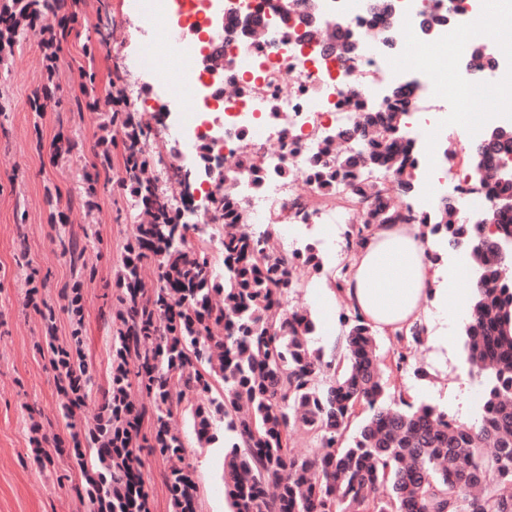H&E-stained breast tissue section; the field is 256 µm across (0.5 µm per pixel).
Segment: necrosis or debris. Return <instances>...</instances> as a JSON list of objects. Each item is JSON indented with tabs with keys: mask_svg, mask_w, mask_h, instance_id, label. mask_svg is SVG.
<instances>
[{
	"mask_svg": "<svg viewBox=\"0 0 512 512\" xmlns=\"http://www.w3.org/2000/svg\"><path fill=\"white\" fill-rule=\"evenodd\" d=\"M326 21L340 24L358 51L338 55L313 39L298 19L312 0H135L133 9L150 35L141 57L176 111L169 154L185 162L208 151L214 177L237 171L234 189L251 213L252 226L277 227L271 245L292 256L304 224H315L326 242L336 227L356 223L368 209L346 185L324 195L311 172L337 132L354 131L360 110L382 111L397 102L409 120L412 139L443 142L464 130L482 141L498 126L512 125V56L498 58L489 75L480 62L489 42L512 41V0H331ZM256 21L271 43L242 31L243 18ZM436 25L420 32L423 18ZM393 32L396 45L380 39ZM435 55L440 70L411 65L402 51ZM227 59L224 71L206 69L204 55ZM472 68H465V61ZM482 98L477 112L467 102ZM232 166H225V156ZM430 191L420 211L446 197L458 167L455 150L418 162ZM455 205L475 215L492 205L491 185L477 173L460 177Z\"/></svg>",
	"mask_w": 512,
	"mask_h": 512,
	"instance_id": "4bbe7bcc",
	"label": "necrosis or debris"
}]
</instances>
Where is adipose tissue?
Wrapping results in <instances>:
<instances>
[{"mask_svg": "<svg viewBox=\"0 0 512 512\" xmlns=\"http://www.w3.org/2000/svg\"><path fill=\"white\" fill-rule=\"evenodd\" d=\"M451 275L428 258L418 224H376L355 252L343 288H315L311 297L328 306L345 304L388 334L418 321L430 296H438L440 311H447L448 299L438 291Z\"/></svg>", "mask_w": 512, "mask_h": 512, "instance_id": "1", "label": "adipose tissue"}]
</instances>
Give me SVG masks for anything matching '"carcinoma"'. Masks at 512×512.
<instances>
[{"instance_id":"obj_1","label":"carcinoma","mask_w":512,"mask_h":512,"mask_svg":"<svg viewBox=\"0 0 512 512\" xmlns=\"http://www.w3.org/2000/svg\"><path fill=\"white\" fill-rule=\"evenodd\" d=\"M85 0H0V67L20 35L50 23L63 12L74 18ZM77 106L97 114L95 161L82 170L85 215L97 208L100 170H109L112 126L124 129L123 184L137 223L115 280L119 306L108 388L92 421L82 415L96 370L82 345L81 278L92 269L85 248L60 238L78 279L63 290L72 320L66 346L48 342L56 361L59 409L70 430L68 457L86 477L85 512H149L142 453L158 455L167 468L164 482L171 512H197L199 482L185 462V436L176 417L189 415L199 447L224 444V498L230 512H512V264L490 262L480 238L512 248V210H490L499 225L488 236L481 224L460 219L443 204L420 223L440 243L471 247L476 285L471 320L465 327L468 362L477 368L484 394L480 424H458L447 413L399 399L389 401L379 370L374 327L358 312L341 313L346 351L325 358L311 347L315 323L306 312L288 313L284 298L297 288L284 258L267 246L271 229L260 234L238 229L245 208L231 190L216 195L224 218L218 254L193 244L195 226L179 223V210L161 196L149 176L143 113L100 109L94 73L78 70ZM50 83L35 87L36 112L50 106ZM395 103L364 113L357 150L341 158L327 144L329 158L314 162L313 176L324 190L350 179L352 195L374 199L359 224L345 231L355 250L372 224H394L401 212L380 201L382 183L369 172L388 167L411 189L416 160L413 142L397 128ZM76 149L60 131L50 155L66 159ZM297 264L324 272L320 250L294 252ZM224 275L214 276V260ZM154 267L153 275L146 266ZM347 266L326 273L343 287ZM416 323L395 334L397 342L422 343ZM144 393L142 403L132 387ZM362 418L358 436L346 437ZM304 429L315 442L306 457L290 449L291 431Z\"/></svg>"}]
</instances>
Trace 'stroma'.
I'll return each mask as SVG.
<instances>
[{
  "instance_id": "obj_1",
  "label": "stroma",
  "mask_w": 512,
  "mask_h": 512,
  "mask_svg": "<svg viewBox=\"0 0 512 512\" xmlns=\"http://www.w3.org/2000/svg\"><path fill=\"white\" fill-rule=\"evenodd\" d=\"M126 4L127 0H88L86 14L75 23L60 54L55 79L62 94L57 107L40 114L29 101L44 77V55L35 32H28L0 69V93L10 104L0 116V512H84L78 493L84 478L68 457L52 456L43 468L34 463L28 414L41 411L44 432L68 438L65 422L55 410L57 377L44 351L48 341L67 343L71 331L61 290L72 285L75 276L59 245L60 235L83 237L91 221L99 231V242L86 252L94 275L83 281V336L86 354L97 370V385L103 388L108 384L114 338L110 296L134 222L129 195L119 184L123 139L117 134L112 137V169L99 185V208L94 219L84 214L80 175L91 158L97 123L94 114L77 112L68 93L84 43L96 44L93 68L100 86L115 78L124 87L145 85L142 111L151 126L152 152L166 153L164 131L155 116V93L148 88L153 75L139 58L145 34ZM102 6L109 25L100 46L95 25ZM61 127L74 134L81 149L54 164L43 146ZM40 303L53 309V327H46L37 312ZM393 341L390 335L377 337L387 394L435 406L463 424H473V414L464 408L473 378L461 362L462 335H455L445 348L411 345L401 367ZM186 445V460L200 479L198 512H229L217 450L197 447L191 437Z\"/></svg>"
}]
</instances>
